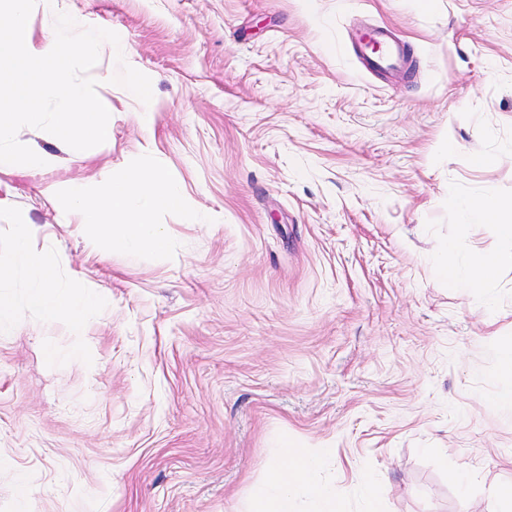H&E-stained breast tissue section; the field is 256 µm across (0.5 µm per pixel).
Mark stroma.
<instances>
[{
	"label": "stroma",
	"mask_w": 512,
	"mask_h": 512,
	"mask_svg": "<svg viewBox=\"0 0 512 512\" xmlns=\"http://www.w3.org/2000/svg\"><path fill=\"white\" fill-rule=\"evenodd\" d=\"M59 12L120 37L90 71L112 138L19 131L56 161L0 164V265L25 218L59 283L102 303L76 327L28 308L25 270L0 289L22 315L0 333V512H249L288 446L343 512L371 491L383 512H500L512 244L466 204L512 200V0H37L34 44ZM381 23L402 71L353 48ZM120 46L149 104L112 83ZM134 166L178 176L165 253L61 220L67 185ZM446 242L462 268L492 255L494 277L443 279Z\"/></svg>",
	"instance_id": "obj_1"
}]
</instances>
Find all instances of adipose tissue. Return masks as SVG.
<instances>
[{"mask_svg":"<svg viewBox=\"0 0 512 512\" xmlns=\"http://www.w3.org/2000/svg\"><path fill=\"white\" fill-rule=\"evenodd\" d=\"M184 206L176 174L138 167L94 188L72 187L63 196L66 219L84 226L93 239L147 253H161L167 248L163 227L154 221L155 213ZM468 208L480 222L492 224L501 239L512 241V202L486 194L470 200ZM13 249L15 265L0 266V281L10 278L17 267L30 272L34 281L28 294L29 307L73 324L83 323L97 311L99 299L90 289L59 284L49 257L31 248L27 222H18ZM317 463V458L305 449H285L267 466L263 481L253 493L252 512H295L292 492L296 489L313 499L315 512H341L335 488L308 480Z\"/></svg>","mask_w":512,"mask_h":512,"instance_id":"adipose-tissue-1","label":"adipose tissue"}]
</instances>
